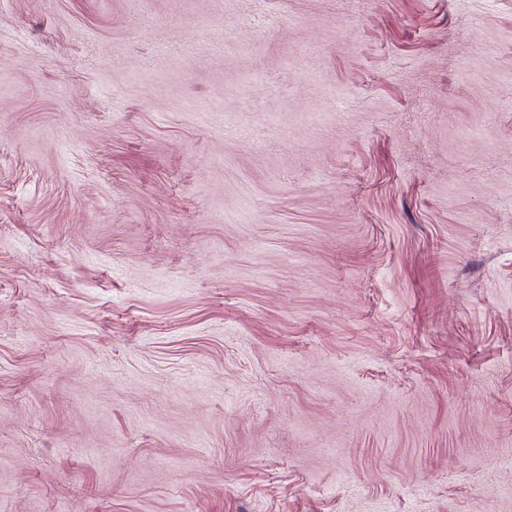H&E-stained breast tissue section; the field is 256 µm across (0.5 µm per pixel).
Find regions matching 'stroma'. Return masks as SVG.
Returning <instances> with one entry per match:
<instances>
[{"label":"stroma","mask_w":512,"mask_h":512,"mask_svg":"<svg viewBox=\"0 0 512 512\" xmlns=\"http://www.w3.org/2000/svg\"><path fill=\"white\" fill-rule=\"evenodd\" d=\"M0 512H512V0H0Z\"/></svg>","instance_id":"obj_1"}]
</instances>
